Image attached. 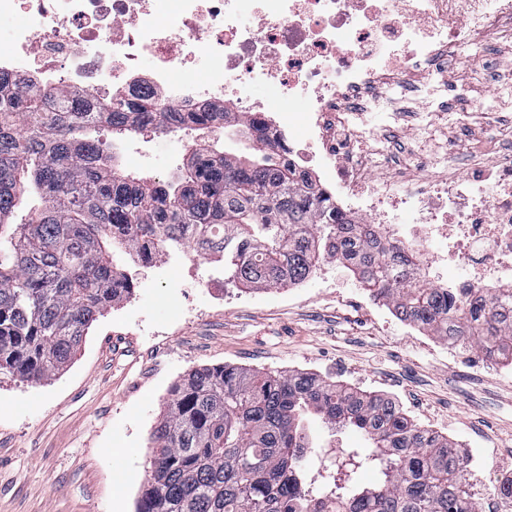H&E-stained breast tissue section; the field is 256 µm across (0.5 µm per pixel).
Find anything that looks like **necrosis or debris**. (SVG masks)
<instances>
[{"label":"necrosis or debris","mask_w":512,"mask_h":512,"mask_svg":"<svg viewBox=\"0 0 512 512\" xmlns=\"http://www.w3.org/2000/svg\"><path fill=\"white\" fill-rule=\"evenodd\" d=\"M3 15L22 21L0 71L66 86L95 112L143 91L174 112L211 111L218 126L228 107L263 126L337 211L405 248L436 287L465 302L512 296V129L486 113L506 145L460 170L447 165L453 144H414L411 156L446 167L419 183L393 174L391 159L408 96L422 102L425 127L437 114L468 123L491 93L512 111L510 82L437 75L465 49L512 56V0H0ZM265 84L275 99L256 100Z\"/></svg>","instance_id":"1"}]
</instances>
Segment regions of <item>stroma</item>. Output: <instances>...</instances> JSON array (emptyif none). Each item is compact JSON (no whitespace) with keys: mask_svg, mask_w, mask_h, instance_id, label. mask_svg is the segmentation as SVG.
I'll return each mask as SVG.
<instances>
[{"mask_svg":"<svg viewBox=\"0 0 512 512\" xmlns=\"http://www.w3.org/2000/svg\"><path fill=\"white\" fill-rule=\"evenodd\" d=\"M151 153L145 177L166 180L190 155L153 130L113 139ZM141 283L88 330L67 368L28 383L0 374V512H136L152 431L173 384L224 365L310 372L394 399L421 428L443 424L460 454L477 443L484 469H512V365L467 374L448 343L397 318L335 259L297 286L249 290L198 256L173 284L133 262Z\"/></svg>","mask_w":512,"mask_h":512,"instance_id":"obj_1","label":"stroma"}]
</instances>
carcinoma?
I'll list each match as a JSON object with an SVG mask.
<instances>
[{"label":"carcinoma","mask_w":512,"mask_h":512,"mask_svg":"<svg viewBox=\"0 0 512 512\" xmlns=\"http://www.w3.org/2000/svg\"><path fill=\"white\" fill-rule=\"evenodd\" d=\"M175 117L148 96H114L110 111L69 107L63 88L37 93L0 72V373L40 383L66 367L85 331L123 299L125 254L158 248L224 261L247 289L300 284L324 257L396 316L448 341L469 340L512 364V306L465 309L421 279L412 257L336 206L249 127L247 160L193 152L172 181L123 173L101 130L171 132ZM308 416L367 434L346 470L302 461ZM378 470L360 485L359 469ZM465 464L445 437L394 403L302 372L235 366L191 371L170 391L153 431L136 512H477Z\"/></svg>","instance_id":"1"}]
</instances>
